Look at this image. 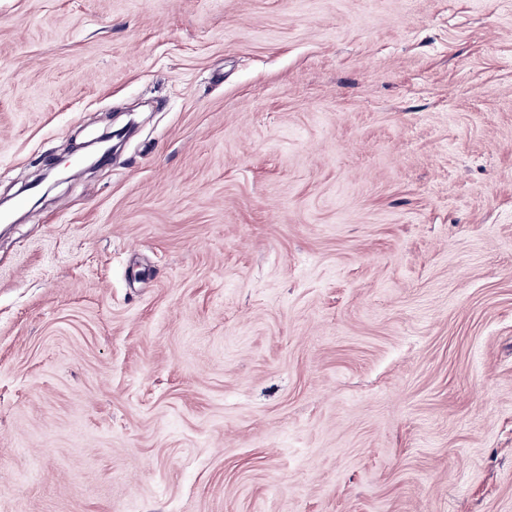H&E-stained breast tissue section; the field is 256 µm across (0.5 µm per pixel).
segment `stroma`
Wrapping results in <instances>:
<instances>
[{"mask_svg":"<svg viewBox=\"0 0 512 512\" xmlns=\"http://www.w3.org/2000/svg\"><path fill=\"white\" fill-rule=\"evenodd\" d=\"M0 512H512V0H0Z\"/></svg>","mask_w":512,"mask_h":512,"instance_id":"obj_1","label":"stroma"}]
</instances>
